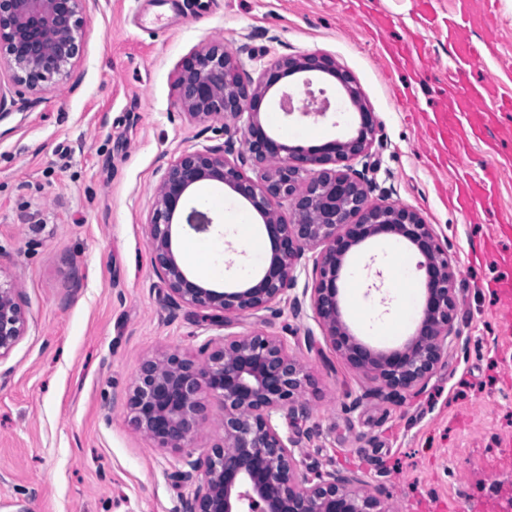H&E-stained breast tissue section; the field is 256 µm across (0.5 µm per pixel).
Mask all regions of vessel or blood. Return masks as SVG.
Instances as JSON below:
<instances>
[{
  "label": "vessel or blood",
  "mask_w": 512,
  "mask_h": 512,
  "mask_svg": "<svg viewBox=\"0 0 512 512\" xmlns=\"http://www.w3.org/2000/svg\"><path fill=\"white\" fill-rule=\"evenodd\" d=\"M456 66L448 77L447 101L430 112L418 113L422 123L421 137L434 161L456 162L469 152L471 139L482 136L485 130L481 114L486 102L497 103L500 109L512 110V99L499 96L495 82L479 85L470 82L466 68L474 64L478 51L467 40L453 41ZM389 69L413 77L425 74L429 50L421 37L413 36L387 44ZM501 169L487 161L482 174L459 176L453 186L452 203L462 212L474 216L489 209L497 198Z\"/></svg>",
  "instance_id": "obj_1"
}]
</instances>
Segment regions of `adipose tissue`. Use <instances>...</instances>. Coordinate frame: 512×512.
<instances>
[{
  "label": "adipose tissue",
  "mask_w": 512,
  "mask_h": 512,
  "mask_svg": "<svg viewBox=\"0 0 512 512\" xmlns=\"http://www.w3.org/2000/svg\"><path fill=\"white\" fill-rule=\"evenodd\" d=\"M381 250L390 262V272L395 286V314L391 319L382 321L364 304L359 289L363 263L359 260L353 261L347 270L351 285L350 308L362 327L381 331L385 336H400L407 331L415 315L414 301L418 296L419 281L415 267L400 242L385 239L381 244Z\"/></svg>",
  "instance_id": "1"
}]
</instances>
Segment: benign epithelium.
I'll list each match as a JSON object with an SVG mask.
<instances>
[{"label": "benign epithelium", "instance_id": "benign-epithelium-1", "mask_svg": "<svg viewBox=\"0 0 512 512\" xmlns=\"http://www.w3.org/2000/svg\"><path fill=\"white\" fill-rule=\"evenodd\" d=\"M87 0H0V56L17 93L40 94L68 77L82 52ZM242 47L214 40L175 70L174 88L187 115L201 123L231 121L241 132L221 147L183 152L163 170L155 189L147 235L156 273L175 305L238 316L269 310L288 299L294 315L310 300L313 317L335 349L382 384L385 395L422 388L459 338L455 327V273L448 247L415 210L371 203L364 173L375 143L377 119L351 73L319 52L288 54L247 80L240 74ZM325 73L346 91L357 111L354 135L307 149L290 146L267 130L259 106L289 75ZM235 158H230V155ZM224 184L263 218L270 256L249 284L211 288L194 281L174 249L175 215L196 233L210 231L208 212L188 206L200 183ZM287 207L290 218L274 206ZM406 241L423 272L421 317L400 345L377 348L344 319L342 271L348 253L372 238ZM311 282L295 293L298 269ZM28 312L17 279L0 275V361L25 335ZM307 375L281 340L266 331L207 339L199 357L169 354L139 366L126 397L130 421L164 448L178 450L197 432L204 394L224 406L222 439L203 457L188 455L174 472L193 482L181 512H388L376 492L352 475L300 468L291 429L308 414L302 396Z\"/></svg>", "mask_w": 512, "mask_h": 512}]
</instances>
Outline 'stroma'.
<instances>
[{"mask_svg":"<svg viewBox=\"0 0 512 512\" xmlns=\"http://www.w3.org/2000/svg\"><path fill=\"white\" fill-rule=\"evenodd\" d=\"M497 22L493 50L464 20L458 0H438L424 36L431 66L412 89L421 107L440 98L439 75L452 67L449 23L481 47L472 81L498 79L512 61V0H474ZM390 17L385 38L412 25L418 0H366ZM82 53L70 78L40 95L0 87L10 116L0 122V271L21 283L26 335L0 362V512H181L193 484L175 481L182 452L161 447L130 422L126 395L143 359L164 352L197 356L218 334L189 306H174L152 265L145 224L154 188L168 163L187 150L223 145V121H190L172 73L210 41L248 46L243 72L288 53L319 51L355 77L378 121L365 179L370 202L417 210L432 225L456 272L459 339L425 387L397 398L350 365L324 336L311 310L288 302L229 317L224 330L261 329L279 336L304 366L309 407L299 420L295 455L302 468L359 476L396 512H432L452 500L455 512H500L512 497V329L492 281L512 278V264L475 257L495 239L512 254V235L497 232L512 214V140L497 208L470 220L446 204L455 168L435 170L416 122L392 93L380 40L346 0H89ZM278 95L263 101L262 121L288 144L305 131L332 139L353 125L286 119ZM362 296L379 319L394 313L385 256L373 244Z\"/></svg>","mask_w":512,"mask_h":512,"instance_id":"obj_1","label":"stroma"}]
</instances>
